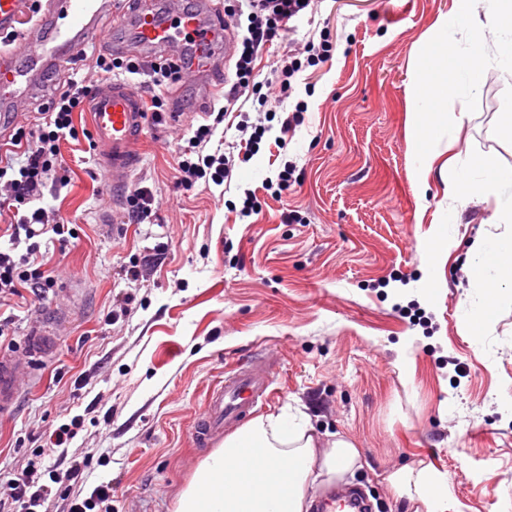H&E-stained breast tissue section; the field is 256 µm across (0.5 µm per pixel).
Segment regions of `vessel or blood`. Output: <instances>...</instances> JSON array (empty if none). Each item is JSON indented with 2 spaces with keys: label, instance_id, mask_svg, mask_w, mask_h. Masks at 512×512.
Masks as SVG:
<instances>
[{
  "label": "vessel or blood",
  "instance_id": "1",
  "mask_svg": "<svg viewBox=\"0 0 512 512\" xmlns=\"http://www.w3.org/2000/svg\"><path fill=\"white\" fill-rule=\"evenodd\" d=\"M111 13V0H0V37L16 38L15 47H0L1 143L7 142L11 129L8 108L28 92L33 74L46 66L55 72L71 64ZM128 18L140 55L151 58L172 46L191 49L194 57L204 60L190 73L202 85V100L217 92L214 72L234 50L220 0H209L202 11L179 10L172 15L157 11L152 0H135ZM44 29L54 33L53 43L37 39V31ZM88 122L99 163L110 171L113 187L123 186L136 164L134 146L149 128L138 91L121 81L98 85L89 95ZM23 369L14 356L0 355V417L16 405ZM269 374L268 364L251 361L225 376L223 387L212 394L207 415L194 429L196 443L210 444L224 429L247 419L258 402L270 396Z\"/></svg>",
  "mask_w": 512,
  "mask_h": 512
}]
</instances>
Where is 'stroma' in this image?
I'll return each mask as SVG.
<instances>
[{
	"mask_svg": "<svg viewBox=\"0 0 512 512\" xmlns=\"http://www.w3.org/2000/svg\"><path fill=\"white\" fill-rule=\"evenodd\" d=\"M453 0H315L310 15L260 49L256 79L280 74L289 51L333 46L306 66L284 103L239 99L249 123L270 129L250 159L235 157L223 185L177 183L176 158L193 135L169 120L136 144L128 185L153 189L156 214L142 223L115 205L110 175L78 139L60 145L63 188L43 206L76 230L43 236L58 279L47 298L29 290L0 306L25 355L36 331L53 342L34 361L14 411L0 419V474L33 459L37 435L78 417L61 461L87 459L85 482L51 497L43 512H68L73 497L112 485V512H175L207 449L196 420L224 376L267 357L269 401L256 415L301 400L321 431L360 448L352 487L375 512H413L395 500L389 474L424 463L448 478L447 512H512V301L481 338L468 317L482 291L467 255L476 238L505 230L499 197L455 205L444 161L489 156L512 166V136L499 127L512 77L490 65L478 106L434 148L430 189H412L410 95L418 55ZM72 62L80 75L97 54H130L120 17ZM304 120L282 123L296 102ZM299 184L278 190L285 164ZM259 210L240 216L246 193ZM294 221H286L287 212ZM123 226L119 238L105 220ZM126 314H119L121 303Z\"/></svg>",
	"mask_w": 512,
	"mask_h": 512,
	"instance_id": "1",
	"label": "stroma"
}]
</instances>
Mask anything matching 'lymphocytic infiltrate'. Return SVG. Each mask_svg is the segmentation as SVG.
<instances>
[{
    "instance_id": "lymphocytic-infiltrate-1",
    "label": "lymphocytic infiltrate",
    "mask_w": 512,
    "mask_h": 512,
    "mask_svg": "<svg viewBox=\"0 0 512 512\" xmlns=\"http://www.w3.org/2000/svg\"><path fill=\"white\" fill-rule=\"evenodd\" d=\"M310 4L311 0H247V18L227 12L226 17L233 28L247 30L239 39L237 79L225 94L227 101H238L249 91L258 47L278 38L290 21L306 13ZM188 67V62L170 58L146 61L133 55L112 58L103 54L97 55L93 64L102 81L127 73L143 76L144 92L150 100L149 110L157 121L163 118L164 90L181 81ZM89 93L88 85L76 78H68L48 107L43 123L29 132L17 131L10 147H0V179H7L9 192L6 199L18 212L10 227V245L0 249V300L18 295L23 288L44 297L57 284L52 271L35 259L39 250L37 239L51 233L64 240L72 236L73 230L61 216H49L38 202L60 164L59 141L73 135V114ZM177 169L184 186L200 179L220 185L231 174L229 159L216 154L184 158L178 161ZM21 245L26 248L22 254L17 251ZM74 436L73 426H60L40 445L34 461L28 462L21 471L0 477V512H38L52 495L54 485L67 486L82 480L85 462L71 461L64 470L53 463L58 450L68 447ZM42 467L49 473V483L40 481L38 470Z\"/></svg>"
}]
</instances>
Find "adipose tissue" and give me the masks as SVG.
<instances>
[{
    "label": "adipose tissue",
    "mask_w": 512,
    "mask_h": 512,
    "mask_svg": "<svg viewBox=\"0 0 512 512\" xmlns=\"http://www.w3.org/2000/svg\"><path fill=\"white\" fill-rule=\"evenodd\" d=\"M512 184V168L477 157L457 172L451 193L462 202L483 200ZM507 233L475 242L470 260L483 271V299L469 322L481 335L498 301L512 297V202L500 209ZM361 466L359 448L337 433H318L300 407L254 418L225 438L199 464L182 491L175 512H310L315 498L336 478ZM393 495L421 505L424 512H445L448 479L428 466H404L388 477Z\"/></svg>",
    "instance_id": "1"
}]
</instances>
